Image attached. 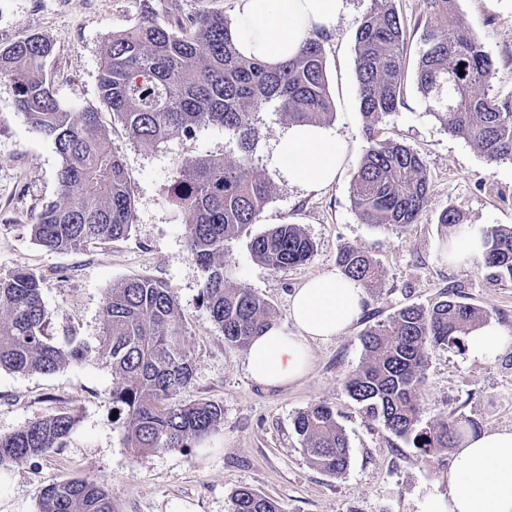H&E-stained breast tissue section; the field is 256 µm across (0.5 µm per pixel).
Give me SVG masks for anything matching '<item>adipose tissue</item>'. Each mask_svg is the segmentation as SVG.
Returning a JSON list of instances; mask_svg holds the SVG:
<instances>
[{
    "label": "adipose tissue",
    "mask_w": 512,
    "mask_h": 512,
    "mask_svg": "<svg viewBox=\"0 0 512 512\" xmlns=\"http://www.w3.org/2000/svg\"><path fill=\"white\" fill-rule=\"evenodd\" d=\"M346 11L345 0H237L233 44L245 57L276 66L292 58L304 40L331 33ZM343 144L330 128L292 125L279 136L273 163L292 185L326 187L340 171ZM360 282L329 272L307 280L291 298L296 332L271 329L248 348L251 378L279 386L307 372L310 344L343 334L359 317ZM447 490L433 489L422 512H512V429L467 433L453 454Z\"/></svg>",
    "instance_id": "obj_1"
}]
</instances>
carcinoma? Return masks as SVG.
Wrapping results in <instances>:
<instances>
[{
	"instance_id": "cac0c4a2",
	"label": "carcinoma",
	"mask_w": 512,
	"mask_h": 512,
	"mask_svg": "<svg viewBox=\"0 0 512 512\" xmlns=\"http://www.w3.org/2000/svg\"><path fill=\"white\" fill-rule=\"evenodd\" d=\"M428 2L431 11L415 70L418 92L428 110L488 163L512 160V94L499 98L480 91L489 84L494 64L468 29L446 24L456 0ZM355 39L366 145L352 179L354 210L363 224H414L427 194L426 166L407 146L377 135L384 118L402 104L406 77V28L394 0H372ZM52 53V44L39 35L0 48V75L11 80L18 110L52 140L62 159L59 195L30 225L31 237L56 251L127 237L134 212L129 173L110 148L98 113L71 112L54 97L45 75ZM100 92L130 139L144 148L208 125L224 128L235 141L236 164L222 158L196 160L177 170L170 193L189 217L188 250L205 273L201 293L211 320L225 343L248 347L278 321L263 297L228 285L229 263L224 261L228 244L248 234L273 193L252 167L258 134L254 116L271 110L291 124L323 125L332 119L322 36L307 38L293 58L271 68L236 51L230 23L221 14L181 18L176 30L146 14L133 28L108 38ZM249 247L272 270L305 262L314 252L297 224H279L256 235ZM484 247L481 261L492 281L512 282V228H487ZM336 264L366 288L379 281L380 267L363 251L345 247ZM483 320L453 285L429 308H401L360 334L365 361L347 376L345 390L368 416L420 454L454 447L478 423L450 418L423 424L422 371L433 350L466 352V334ZM186 337L187 327L168 290L149 278H131L108 292L98 344L82 342L65 350L48 335L41 279L24 270L0 275V369L47 374L93 352L102 356L112 368V409L123 420L136 458L188 448L224 425V409L211 401H175L193 376ZM76 421L75 413L60 412L0 435V466L63 447ZM293 425L311 465L330 475L345 472L349 441L332 406L314 403L297 413ZM37 498L38 512H112L108 493L93 480L50 484L40 488ZM231 512L281 508L275 499L240 487Z\"/></svg>"
}]
</instances>
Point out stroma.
Segmentation results:
<instances>
[{"label":"stroma","instance_id":"35a3bbf8","mask_svg":"<svg viewBox=\"0 0 512 512\" xmlns=\"http://www.w3.org/2000/svg\"><path fill=\"white\" fill-rule=\"evenodd\" d=\"M407 27V58L416 62L429 14L426 0H394ZM371 0H347L333 33L324 36L326 75L335 105L330 123L345 146L334 184H288L272 162L273 144L287 120L257 115L259 137L252 163L274 192L252 234L277 224L300 225L315 244L312 257L278 271L252 255L247 238L228 245L229 282L251 288L275 307L278 327L290 333L289 303L309 278L335 271L336 255L353 247L382 270L366 291L368 317L346 332L311 344V366L296 382L271 387L254 382L245 349L225 343L202 303V268L187 250L188 217L173 205L169 189L177 169L207 157L235 163L238 153L223 128L198 127L153 148L130 140L100 98L105 41L135 25L145 13L176 26L201 11L232 19L236 0H0V48L36 34L54 48L46 66L52 90L65 108L99 114L109 144L132 178L135 209L129 237L75 251H50L30 236L43 207L56 199L61 158L53 142L18 112L12 83L0 79V274L36 272L57 343L73 336L96 344L109 290L148 277L167 288L188 329L193 377L177 399L202 400L224 409L222 430L189 448L134 457L121 419L112 415V368L98 355L49 374L0 370V435L28 422L73 411L78 422L62 448L0 467V512H37V493L48 484L88 479L104 484L112 512H230L231 496L250 487L277 500L283 512H421L424 495L442 484L453 451L425 456L368 417L344 389V379L365 360L359 334L399 308L431 306L451 285L512 335V282L495 283L480 263L452 264L446 245L454 231L439 224L456 208L463 223L512 227V161L488 164L477 148L428 112L407 77L404 103L379 126L380 138L417 152L428 171L424 208L416 223L384 229L360 223L352 203V178L365 145L355 75L356 30ZM449 25L469 27L494 63L485 91L512 94V0H458ZM324 401L334 407L350 443V464L338 476L313 467L293 426L295 415ZM422 419L468 418L480 430L512 429V342L491 362H473L454 350L431 352L422 379Z\"/></svg>","mask_w":512,"mask_h":512}]
</instances>
